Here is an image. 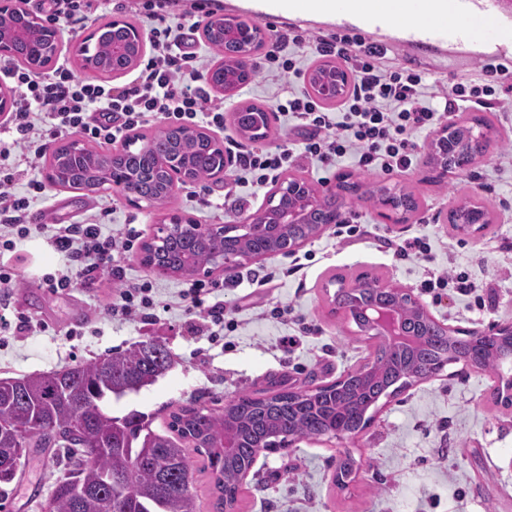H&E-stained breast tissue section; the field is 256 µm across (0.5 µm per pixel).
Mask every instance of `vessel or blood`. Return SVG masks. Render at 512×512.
I'll use <instances>...</instances> for the list:
<instances>
[{
  "instance_id": "1",
  "label": "vessel or blood",
  "mask_w": 512,
  "mask_h": 512,
  "mask_svg": "<svg viewBox=\"0 0 512 512\" xmlns=\"http://www.w3.org/2000/svg\"><path fill=\"white\" fill-rule=\"evenodd\" d=\"M359 7L362 30L394 28L404 48H459L492 42L494 61L512 54V24L498 21L499 0H327V10L343 16Z\"/></svg>"
}]
</instances>
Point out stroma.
Returning <instances> with one entry per match:
<instances>
[{
  "label": "stroma",
  "instance_id": "1",
  "mask_svg": "<svg viewBox=\"0 0 512 512\" xmlns=\"http://www.w3.org/2000/svg\"><path fill=\"white\" fill-rule=\"evenodd\" d=\"M197 12V0H111L101 20H90L88 30L114 19L149 27L152 17L166 21ZM269 39L304 31L314 35L339 34L334 20L282 14L265 20ZM371 43L386 47L390 62L416 71H428L452 81L455 74L470 77L477 61L453 69L442 51L404 50L384 34L370 35ZM288 84L255 77L224 100L225 115L246 103L271 105L274 95H287ZM493 125L492 144L461 174L440 175L432 150L423 147L411 170L390 175L360 172L349 161L323 167L307 160L288 167L326 192L340 182L366 188H403L415 194L416 211L396 223L379 217L380 203L345 195V212L358 214L369 234L344 241L325 229L289 255L240 261L235 271L216 269L207 281L223 286L224 304L235 313L237 327L223 340L209 344L199 336L200 318L187 315L177 300L184 287L179 276H154L140 253L124 260L128 279L151 277L155 296L164 304L158 321L136 325L108 319L115 283L97 288H74L53 294L42 288V274L59 268L60 257L42 235L29 239L17 260L22 281L14 291L16 312L45 322V332L34 336L0 333V378L18 377L104 357L153 340L173 355L174 364L153 385L139 393L111 401L114 412L130 410L154 415V429L165 431L168 411L194 401L212 408L223 406L237 393H261L270 380L289 386L334 382L364 365L374 341L333 312L330 299L337 286L365 277L410 291L440 323L453 330L482 333L498 323L512 322V165L502 162V144H512V111L473 106L454 113L452 123H470L473 116ZM224 181L184 183L164 208L147 202L131 203L115 188L95 193L48 185L47 196L35 200L48 224H67L89 217L102 220L105 230L136 222L142 240H149L159 224L178 214L201 224H230L266 207L271 186L237 187L243 210L222 205ZM69 207L51 211L54 200ZM478 200L488 212V223L478 235L460 237L447 217L466 200ZM401 242L426 238L432 248V268L456 266L492 287L491 305L477 307L472 298L448 292L441 299L425 294L420 284L422 266L379 247V238ZM255 270L275 271L264 286L248 282ZM290 305L298 326H286L270 316L276 304ZM500 372L460 364L420 380L397 396L381 399L371 424L342 438H304L287 450L261 452L240 487L233 512H512V408L493 400ZM352 456L358 468L347 486L335 480L336 463ZM60 457L53 449H37L19 469L12 491L0 501V512H38L47 503Z\"/></svg>",
  "mask_w": 512,
  "mask_h": 512
}]
</instances>
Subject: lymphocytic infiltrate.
I'll return each mask as SVG.
<instances>
[{
  "label": "lymphocytic infiltrate",
  "instance_id": "f902f5d3",
  "mask_svg": "<svg viewBox=\"0 0 512 512\" xmlns=\"http://www.w3.org/2000/svg\"><path fill=\"white\" fill-rule=\"evenodd\" d=\"M40 11L52 24L76 32L100 9V0H40ZM186 24L177 21L152 28V54L133 80L116 87L110 82L80 79L59 64L38 74L16 66L7 73L16 88L12 112L0 124V250L17 252L32 233L45 234L49 246L65 262L64 269L42 275L40 284L64 294L78 282L107 275L119 282L111 318L149 324L157 319V303L149 280L129 282L117 260L132 255L140 237L134 225L123 232L105 233L98 221L84 224H39L29 221L32 198L45 195L46 187L29 178L27 194L15 193L20 179L15 158L27 152L40 156L60 137L80 133L105 146L132 131L161 120L171 126L194 127L204 123L224 128V106L215 102L205 86L202 63ZM333 56L349 67L352 83L336 107H328L311 93L289 95L275 108L291 123L296 144L275 148L245 145L228 139L235 182L264 185L273 181L297 158L304 156L332 166L351 159L356 168L389 174L411 169L427 136L450 113L471 104H512V71L483 63L479 78L456 80L450 91L438 90V78L426 71L389 70L381 65L386 48L361 39L297 34L287 43H275L266 56L267 70L300 80L304 69L300 54ZM20 277L15 266L0 264V330L17 333L44 331L43 323L15 311L12 290ZM212 285L198 280L181 292L189 313L204 320L203 335L223 327V301L214 299Z\"/></svg>",
  "mask_w": 512,
  "mask_h": 512
}]
</instances>
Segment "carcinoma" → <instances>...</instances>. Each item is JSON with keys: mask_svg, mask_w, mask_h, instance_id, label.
Masks as SVG:
<instances>
[{"mask_svg": "<svg viewBox=\"0 0 512 512\" xmlns=\"http://www.w3.org/2000/svg\"><path fill=\"white\" fill-rule=\"evenodd\" d=\"M229 23L247 35L204 29L207 40L221 55L211 81L226 94L256 75L254 69L248 74L241 70L240 57L255 55L266 44V33L256 23L236 17ZM4 25L24 30L23 35L5 40L9 58L25 67L37 64L45 68L52 63L53 58L41 57L51 24H34L27 13L10 11L4 14ZM134 29L136 25L128 21L119 26L111 21L101 25L93 45L79 54L80 69L109 77L133 67L135 57L143 53L130 42ZM121 42L130 44V51L118 55L112 46ZM308 84L311 93L328 104L346 89L337 81L336 65L331 61L319 63ZM233 120L246 140L259 142L268 136L274 113L252 103L239 108ZM473 123L483 136L472 138V128L465 126L450 133L448 163L463 157L471 161L488 151L490 122L476 116ZM141 140L137 148L132 140L116 151L85 144L77 152L73 141L60 139L49 162L53 183L88 192L106 184L132 183L142 198L162 205L172 195L170 174H182L185 182H203L229 165L224 149L197 129H183L177 143L167 128ZM310 191L320 196V204L304 224L281 226L264 214L249 232L220 236L188 218L162 242H144L142 262L171 275L192 276L215 268L219 254L248 260L272 251L286 253L293 242L319 231L325 211L344 206L337 195H326L314 187ZM384 301L403 307L404 330L415 339V345H394L380 339L368 363L341 380L310 391L293 390L275 381L267 395L241 392L217 408L190 402L170 413L165 434L152 429V415L137 410L117 415L107 406L113 398L119 400L154 384L170 369L173 359L165 347L151 357L146 353L148 342L142 341L60 370L0 378V495L9 493L17 476L13 465L19 446L14 430L23 425L28 429L25 448L67 449L64 472L54 484L46 512H199L192 491L191 448L207 460L216 495L213 509L224 512L225 503L236 499L241 475L253 467L260 452L285 449L300 438L359 432L370 421L369 410L376 408L381 398L391 397L449 364L493 369L499 355L508 349L509 337L494 332L467 338L448 334L446 328L427 322L418 306L400 298L393 287L359 282L333 294L335 309L344 312L360 332L367 331L372 307ZM107 472L121 477L110 488L102 481Z\"/></svg>", "mask_w": 512, "mask_h": 512, "instance_id": "cac0c4a2", "label": "carcinoma"}]
</instances>
